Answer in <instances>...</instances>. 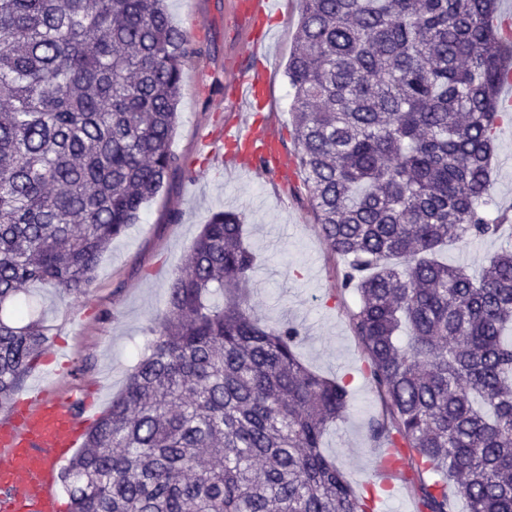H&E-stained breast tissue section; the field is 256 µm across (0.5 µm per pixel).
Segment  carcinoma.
<instances>
[{
	"instance_id": "obj_1",
	"label": "carcinoma",
	"mask_w": 512,
	"mask_h": 512,
	"mask_svg": "<svg viewBox=\"0 0 512 512\" xmlns=\"http://www.w3.org/2000/svg\"><path fill=\"white\" fill-rule=\"evenodd\" d=\"M288 61L318 237L420 512H512V245L477 278L436 254L500 235L491 158L512 71L497 0H299ZM164 0H0V306L39 282L77 299L174 172L185 64ZM245 217L209 216L128 377L59 474L69 512H372L322 450L347 386L300 360L247 296ZM0 318V405L50 326Z\"/></svg>"
}]
</instances>
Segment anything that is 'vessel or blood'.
<instances>
[{"label":"vessel or blood","instance_id":"b4317fda","mask_svg":"<svg viewBox=\"0 0 512 512\" xmlns=\"http://www.w3.org/2000/svg\"><path fill=\"white\" fill-rule=\"evenodd\" d=\"M280 0H237L235 11L253 24L245 38L253 53H260L272 38L261 25L278 13ZM229 94L233 106L262 99L269 72L257 66L240 70L230 63ZM228 148L227 162L282 178L292 176L285 153L273 126H257L239 118L229 120L223 132L207 134L203 145ZM91 418L76 412L69 401L53 390L40 389L36 395L18 397L0 420V512H61L56 492V470L72 448L78 446Z\"/></svg>","mask_w":512,"mask_h":512}]
</instances>
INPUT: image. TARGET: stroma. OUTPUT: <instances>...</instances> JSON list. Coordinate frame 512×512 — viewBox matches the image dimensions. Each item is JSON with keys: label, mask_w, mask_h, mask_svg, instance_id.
Here are the masks:
<instances>
[{"label": "stroma", "mask_w": 512, "mask_h": 512, "mask_svg": "<svg viewBox=\"0 0 512 512\" xmlns=\"http://www.w3.org/2000/svg\"><path fill=\"white\" fill-rule=\"evenodd\" d=\"M233 0H167L174 25L195 32L205 51L200 62L185 65L178 101V123L171 148L188 158L193 177L175 174L147 202L138 224L113 240L87 294L72 300L34 283L24 299L31 316L52 328L49 351L31 378L50 382L64 399L84 396L107 409L120 393L148 336L147 328L163 310L171 280L211 213H245L244 238L256 257L249 285L252 313L270 328L296 325L303 337L302 361L325 377L347 383L351 411L333 424L324 449L336 456L352 484L376 482L374 444L369 425L381 406L365 376V363L352 336L348 313L358 300L337 293L339 266L313 227L302 177L281 186L263 174L225 180L220 157L201 149V137L219 129L228 114L226 63L253 65L244 39L247 20H233ZM300 4L282 0L270 22L276 37L267 53L270 70L258 120L278 123L281 145L293 153L290 108L293 91L286 68L298 38ZM492 197L500 212L512 216V121L499 127L493 158ZM80 376H72L74 366Z\"/></svg>", "instance_id": "35a3bbf8"}]
</instances>
